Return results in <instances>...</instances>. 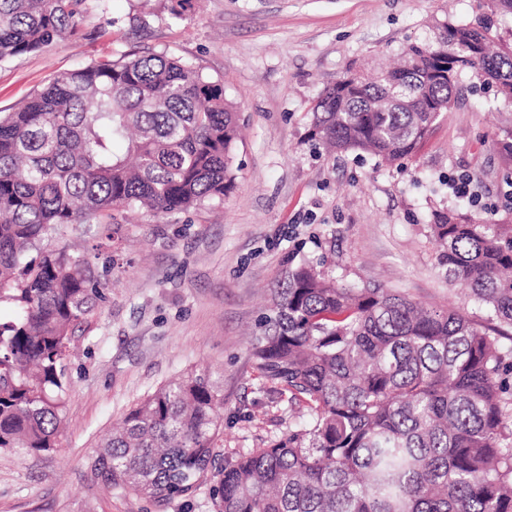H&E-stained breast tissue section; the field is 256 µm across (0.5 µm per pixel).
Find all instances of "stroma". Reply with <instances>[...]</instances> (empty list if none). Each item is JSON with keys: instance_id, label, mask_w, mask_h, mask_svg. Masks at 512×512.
Here are the masks:
<instances>
[{"instance_id": "stroma-1", "label": "stroma", "mask_w": 512, "mask_h": 512, "mask_svg": "<svg viewBox=\"0 0 512 512\" xmlns=\"http://www.w3.org/2000/svg\"><path fill=\"white\" fill-rule=\"evenodd\" d=\"M86 0L72 33L0 63V112L56 74L117 52L167 51L222 80L244 123L234 190L220 206L142 213L99 248L101 226L52 239L93 260L105 299L73 333L56 451H0V512H215L210 483L155 503L93 480L88 464L130 409L181 374L223 375L219 452L259 448L287 431L299 405L267 391L249 352L289 269L311 264L348 286H380L427 307L487 315L449 284L431 235L433 211L512 222L495 141L512 137V104L472 92V71L406 167L326 153L309 136L324 87L351 67L379 70L438 21L475 22L483 0ZM462 175L471 197L454 194Z\"/></svg>"}]
</instances>
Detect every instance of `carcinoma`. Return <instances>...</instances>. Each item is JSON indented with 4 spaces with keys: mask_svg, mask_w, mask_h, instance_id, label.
I'll return each mask as SVG.
<instances>
[{
    "mask_svg": "<svg viewBox=\"0 0 512 512\" xmlns=\"http://www.w3.org/2000/svg\"><path fill=\"white\" fill-rule=\"evenodd\" d=\"M82 4L0 0V62L75 30ZM465 70L512 101V42H496L488 16L438 25L375 78L347 71L312 108V138L402 165ZM241 138L222 81L166 52L93 60L0 112V301L17 308L0 323V450L59 446L63 360L103 299L86 255L43 243L74 224L119 227L140 209L223 203ZM431 230L448 282L466 283L496 325L338 285L310 265L289 270L250 354L305 419L262 448L224 453L216 512H512V356L499 342L512 330V226L440 212ZM223 402L207 367L161 386L103 442L91 475L157 503L191 497L215 465Z\"/></svg>",
    "mask_w": 512,
    "mask_h": 512,
    "instance_id": "obj_1",
    "label": "carcinoma"
}]
</instances>
